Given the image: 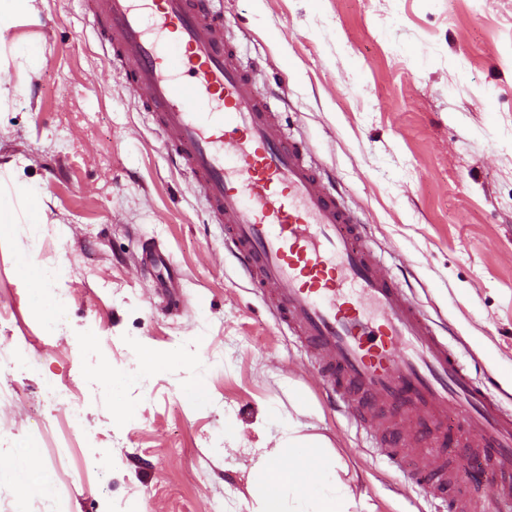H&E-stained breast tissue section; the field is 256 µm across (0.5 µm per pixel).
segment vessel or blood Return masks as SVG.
<instances>
[{
    "mask_svg": "<svg viewBox=\"0 0 512 512\" xmlns=\"http://www.w3.org/2000/svg\"><path fill=\"white\" fill-rule=\"evenodd\" d=\"M82 2L225 248L374 454L409 467L428 502L512 512V407L389 275L307 142L284 132L215 0ZM482 481L491 503L473 491Z\"/></svg>",
    "mask_w": 512,
    "mask_h": 512,
    "instance_id": "obj_1",
    "label": "vessel or blood"
}]
</instances>
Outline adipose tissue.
<instances>
[{"label":"adipose tissue","mask_w":512,"mask_h":512,"mask_svg":"<svg viewBox=\"0 0 512 512\" xmlns=\"http://www.w3.org/2000/svg\"><path fill=\"white\" fill-rule=\"evenodd\" d=\"M17 272L45 324H57L63 306L58 300L45 298L44 293L49 285L61 280L62 269L44 268L23 257L18 261ZM302 428L301 422L289 420L278 441L279 448H285L294 456L292 466H283L276 451L261 453L259 478L263 495L257 512H349L354 495L335 466L307 468L300 465V458L307 455L314 442L313 437L303 434ZM11 467L17 475L19 501L47 493L51 475L43 464L39 448L19 446Z\"/></svg>","instance_id":"adipose-tissue-1"}]
</instances>
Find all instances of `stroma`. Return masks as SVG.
Instances as JSON below:
<instances>
[{
	"label": "stroma",
	"instance_id": "stroma-1",
	"mask_svg": "<svg viewBox=\"0 0 512 512\" xmlns=\"http://www.w3.org/2000/svg\"><path fill=\"white\" fill-rule=\"evenodd\" d=\"M256 84L281 93L357 210L367 241L440 334L512 393V0H220ZM0 46V195L38 189L41 224L0 234V512H252L251 469L289 419L347 467L351 512H429L410 476L376 459L300 344L224 251L84 20L81 0H34ZM162 261L145 266V246ZM64 266L48 332L17 276ZM188 363L136 380L131 415L96 372L137 349ZM199 371L209 395L186 405ZM67 391L81 413L54 402ZM40 448L49 496L18 507L9 463Z\"/></svg>",
	"mask_w": 512,
	"mask_h": 512
}]
</instances>
